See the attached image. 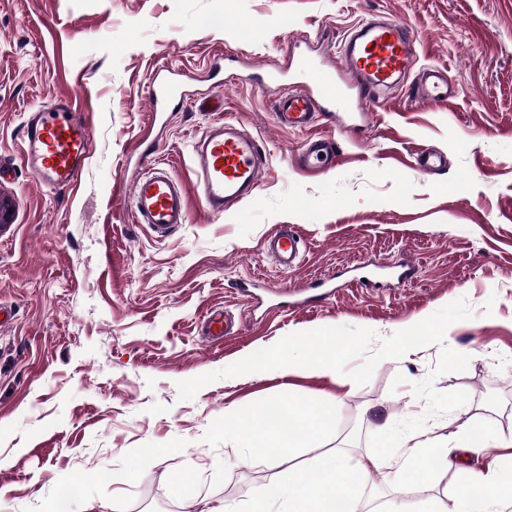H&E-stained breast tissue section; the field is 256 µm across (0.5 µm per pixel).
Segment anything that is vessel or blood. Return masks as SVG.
Returning a JSON list of instances; mask_svg holds the SVG:
<instances>
[{
    "mask_svg": "<svg viewBox=\"0 0 512 512\" xmlns=\"http://www.w3.org/2000/svg\"><path fill=\"white\" fill-rule=\"evenodd\" d=\"M418 42L411 30L390 19H367L344 36L339 54L341 66L326 67L307 56L297 57L288 83L269 77L275 113L282 126L302 130L313 126L323 114L346 122L340 104L349 102V90L365 102L379 101L385 92L398 88L417 56ZM407 94L428 103L447 102L451 95L447 71L423 68ZM174 78L161 81L154 90L152 108L163 111L168 101L182 98ZM86 97L63 94L46 109L29 112L24 123L23 156L38 183L49 188L74 185L91 155V137ZM334 145L326 140H308L299 159L309 169L336 158ZM265 165L259 139L233 121L211 125L192 144V174L205 209L214 216L253 194ZM131 203L138 223L157 237L168 236L188 221L183 182L166 167L157 165L129 180ZM301 240L292 234L275 233L266 250L282 270L301 262Z\"/></svg>",
    "mask_w": 512,
    "mask_h": 512,
    "instance_id": "vessel-or-blood-1",
    "label": "vessel or blood"
}]
</instances>
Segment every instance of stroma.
Here are the masks:
<instances>
[{
	"instance_id": "35a3bbf8",
	"label": "stroma",
	"mask_w": 512,
	"mask_h": 512,
	"mask_svg": "<svg viewBox=\"0 0 512 512\" xmlns=\"http://www.w3.org/2000/svg\"><path fill=\"white\" fill-rule=\"evenodd\" d=\"M373 15L415 33L416 67L447 70V104L386 95L360 131L282 127L257 70H288L298 52L335 63L338 41ZM170 69L184 98L161 125L150 93ZM77 90L91 97L92 153L75 186L46 188L24 163L23 122ZM214 98L222 110L201 109ZM227 117L266 150L257 190L209 218L188 184L187 223L155 238L127 204L128 177L158 162L186 179L192 142ZM318 137L339 156L304 172L298 154ZM428 146L447 155L445 172L417 166ZM0 167L12 205L0 305L14 313L0 327V512H53L66 490L67 512H218L288 474L284 460L245 462L226 421L271 401L319 402L333 421L307 459L360 455L370 435L424 413L413 385L429 377L468 400L424 428L447 437L453 466L410 484V499H448L466 472L507 456L462 448L457 433L512 434V0H0ZM281 227L303 240L288 272L263 249ZM376 264L393 276L362 286ZM325 279L334 295L307 290ZM462 297L473 316L451 324L444 345L383 360L354 390L271 370L178 398L177 382L287 335L344 325L388 337ZM214 308L235 329L218 347L201 331ZM445 345L468 355L465 371L435 374Z\"/></svg>"
}]
</instances>
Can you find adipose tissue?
Instances as JSON below:
<instances>
[{
  "label": "adipose tissue",
  "mask_w": 512,
  "mask_h": 512,
  "mask_svg": "<svg viewBox=\"0 0 512 512\" xmlns=\"http://www.w3.org/2000/svg\"><path fill=\"white\" fill-rule=\"evenodd\" d=\"M248 422L252 456L286 458L288 478L283 485L262 493L249 510L228 504L224 512H270L273 503L278 506L277 512H354V497L342 493L340 485L345 476L361 482L374 471L386 473L394 493L380 512H502L503 498L512 492V486L504 482L505 472L512 471L511 454L506 463L484 472L469 473L444 510L422 509L404 490L409 482L448 465V450L442 441L410 434L404 439L406 452L400 456L391 449L379 448L351 461L342 450L336 449L326 452L319 464L311 465L304 455L331 425L328 413L322 408L274 406L249 417Z\"/></svg>",
  "instance_id": "adipose-tissue-1"
}]
</instances>
